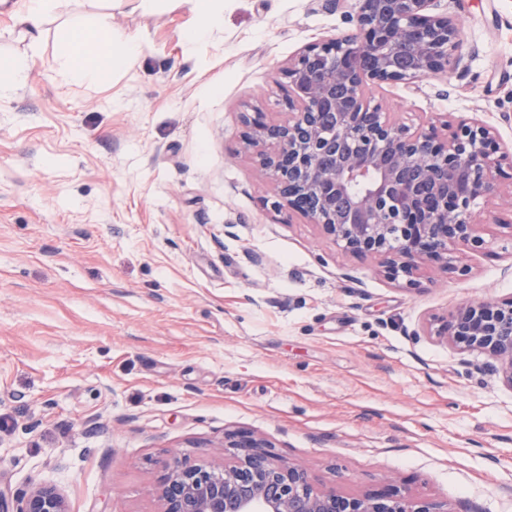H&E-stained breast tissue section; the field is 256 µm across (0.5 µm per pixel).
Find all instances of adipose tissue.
Listing matches in <instances>:
<instances>
[{
    "label": "adipose tissue",
    "instance_id": "adipose-tissue-1",
    "mask_svg": "<svg viewBox=\"0 0 512 512\" xmlns=\"http://www.w3.org/2000/svg\"><path fill=\"white\" fill-rule=\"evenodd\" d=\"M138 40L113 32L109 15H99L90 30L72 33V49L64 58L60 75L79 77L94 83L106 81L115 69L124 66L139 51Z\"/></svg>",
    "mask_w": 512,
    "mask_h": 512
}]
</instances>
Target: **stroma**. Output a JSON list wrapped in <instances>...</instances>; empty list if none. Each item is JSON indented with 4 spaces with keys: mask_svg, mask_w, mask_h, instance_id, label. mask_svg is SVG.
<instances>
[{
    "mask_svg": "<svg viewBox=\"0 0 512 512\" xmlns=\"http://www.w3.org/2000/svg\"><path fill=\"white\" fill-rule=\"evenodd\" d=\"M59 0L40 41L0 5V493L51 483L71 512H154L172 456L231 457L250 430L313 482L512 512V389L426 335L512 297V184L480 201L493 254L407 289L275 211L242 113L283 112L282 70L349 30L323 0ZM461 23L446 76L371 88L395 119L477 118L512 144V0H440ZM111 14L140 50L107 83L63 81L65 29ZM219 2H223V0L191 1L192 11L196 16V27L189 34V41L203 39L213 27L221 22L223 14L221 8L218 7ZM24 80V66L14 60L0 59V93L17 88Z\"/></svg>",
    "mask_w": 512,
    "mask_h": 512,
    "instance_id": "stroma-1",
    "label": "stroma"
}]
</instances>
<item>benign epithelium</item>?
I'll return each mask as SVG.
<instances>
[{"mask_svg":"<svg viewBox=\"0 0 512 512\" xmlns=\"http://www.w3.org/2000/svg\"><path fill=\"white\" fill-rule=\"evenodd\" d=\"M358 2L351 31L288 61L286 118L245 112L242 139L273 185L275 210L303 216L346 253L375 260L383 277L413 289L424 266L456 269L462 247L491 252L476 234L475 207L512 180V149L477 119L432 118L412 128L370 103L371 85L451 70L461 32L434 12L435 0ZM426 333L486 356L483 368L512 389V297L435 316ZM224 447L236 453L222 466L173 457L155 489L156 512H448L442 502L390 490L320 488L251 431L224 434ZM15 502L14 512H71L53 485Z\"/></svg>","mask_w":512,"mask_h":512,"instance_id":"1","label":"benign epithelium"}]
</instances>
